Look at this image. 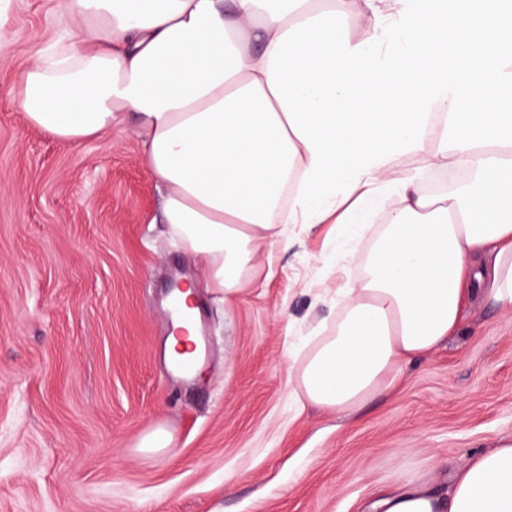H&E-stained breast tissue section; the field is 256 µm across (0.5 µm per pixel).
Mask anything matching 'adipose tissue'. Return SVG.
Returning a JSON list of instances; mask_svg holds the SVG:
<instances>
[{
  "mask_svg": "<svg viewBox=\"0 0 512 512\" xmlns=\"http://www.w3.org/2000/svg\"><path fill=\"white\" fill-rule=\"evenodd\" d=\"M72 2L76 40L23 72L18 107L70 142L135 118L162 221L210 288L237 297L292 224L340 213L373 234L335 326L296 353L297 409L396 388L474 296L512 312V0ZM404 158L469 176L396 190ZM370 203L392 222L372 229ZM451 480L444 499L398 485L379 512H512V438Z\"/></svg>",
  "mask_w": 512,
  "mask_h": 512,
  "instance_id": "obj_1",
  "label": "adipose tissue"
}]
</instances>
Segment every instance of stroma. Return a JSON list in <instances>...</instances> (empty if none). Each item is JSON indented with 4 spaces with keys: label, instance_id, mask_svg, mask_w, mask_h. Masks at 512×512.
I'll use <instances>...</instances> for the list:
<instances>
[{
    "label": "stroma",
    "instance_id": "obj_1",
    "mask_svg": "<svg viewBox=\"0 0 512 512\" xmlns=\"http://www.w3.org/2000/svg\"><path fill=\"white\" fill-rule=\"evenodd\" d=\"M68 0H0V512H371L396 479L447 496L453 468L512 438V319L472 301L458 334L351 412L293 404L294 346L357 276L341 224L295 225L233 301L161 222L134 122L61 141L17 79ZM447 191V167L390 178ZM196 286L203 378L163 363L170 274ZM163 429L170 447L142 448Z\"/></svg>",
    "mask_w": 512,
    "mask_h": 512
}]
</instances>
